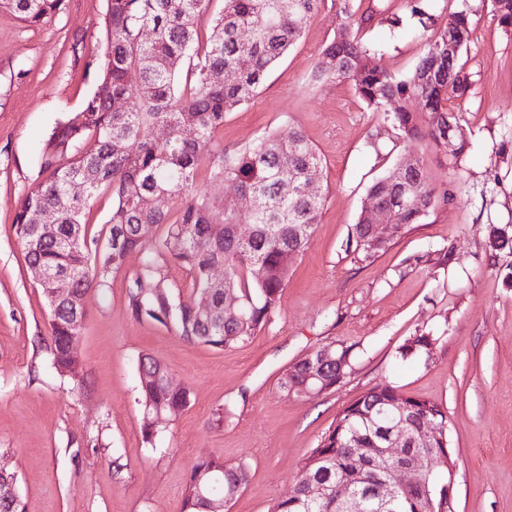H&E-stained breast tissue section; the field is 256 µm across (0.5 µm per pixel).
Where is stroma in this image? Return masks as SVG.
I'll return each mask as SVG.
<instances>
[{
	"instance_id": "35a3bbf8",
	"label": "stroma",
	"mask_w": 512,
	"mask_h": 512,
	"mask_svg": "<svg viewBox=\"0 0 512 512\" xmlns=\"http://www.w3.org/2000/svg\"><path fill=\"white\" fill-rule=\"evenodd\" d=\"M105 0H66L63 13L30 28L0 10V456L17 477L25 512H181L191 468L218 456L247 462L250 480L228 512H270L288 497L301 460L339 413L390 384L448 412L455 449V512H512V255L492 256L493 226L512 225V30L490 0H433L436 22L470 12L473 37L460 62L470 98L450 100L466 150L453 157L426 137L399 143L383 113L349 81L314 86L324 47L349 21L323 0L250 104L225 113L226 150L265 133L300 129L323 164L327 200L295 260L270 322L218 350L128 310L130 254L105 293L85 297L76 349L83 381L50 366L42 290L26 267L14 219L41 177L40 152L68 112L93 92L102 62ZM374 8L359 31L381 66L408 74L426 50L406 0H356ZM416 157L446 204L368 262L349 244L374 181ZM450 251L448 264L414 256ZM428 333V358L401 346ZM354 348V371L334 389L286 395L284 371L322 345ZM165 364L188 406L143 437L138 391L143 356Z\"/></svg>"
}]
</instances>
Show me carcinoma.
I'll return each instance as SVG.
<instances>
[{
	"label": "carcinoma",
	"instance_id": "cac0c4a2",
	"mask_svg": "<svg viewBox=\"0 0 512 512\" xmlns=\"http://www.w3.org/2000/svg\"><path fill=\"white\" fill-rule=\"evenodd\" d=\"M322 0H224L223 11L212 20L211 32L201 40L198 20L210 0H106L105 47L98 83L83 105L67 113L40 153L46 177L29 187L15 218V233L25 263L39 264L62 276L58 288H71L78 298L91 289L110 287L112 275L121 271L125 251L146 253L142 269L128 289V309L137 320H152L172 327L184 338L218 350L248 340L271 320L296 257L305 249L326 201L323 185L316 194L305 192L312 175L322 177V162L303 132L295 129L283 139L267 133L236 152L224 150L220 132L224 113L253 100L269 70L300 37L304 25ZM411 15L423 30L434 25L431 0H407ZM18 21L37 27L63 11L65 0H0ZM492 11L506 28L512 27V0H492ZM247 30L248 39L240 32ZM469 14L456 11L432 32L414 70L397 77L376 60V50L351 31L332 40L316 66L318 83L352 80L367 106L376 112L414 98L434 114L428 138L445 152L457 156L465 141L456 133V117L448 109L451 98L464 100L471 93L469 76L459 65V55L448 54V41L471 42ZM231 71V83L216 84L211 76ZM136 79L138 98L127 97V84ZM393 136L407 142L420 137L415 113L400 107L390 116ZM192 130L195 135L188 136ZM213 180H231L238 195L252 199L243 208L222 198L209 197L196 184L200 172ZM404 174L419 183L417 197L396 202L389 179ZM81 187L80 193L72 190ZM112 191V217L105 236H88L83 221L97 192ZM162 194L175 199L174 211L155 208L151 200ZM368 195L396 207V236L419 223L440 204L424 168L398 162L385 177L374 182ZM54 213L60 226L58 240L38 242L30 225L42 211ZM242 224L250 232H239ZM223 226L216 235L213 227ZM162 229L159 239L151 231ZM121 235L123 248L110 244ZM492 257L512 254V227L490 230ZM354 252L363 262L380 249L368 244V231L358 219L351 231ZM186 268L192 283L189 296L175 297L166 284L164 264ZM224 265V287H209V272ZM262 277L253 276L254 269ZM211 296L212 312L199 314L196 305ZM53 343L51 366L73 379L83 372V362L70 352L68 339L81 335L72 327L68 307L49 313ZM438 338L413 336L401 356L420 357L433 350ZM354 347L319 346L307 354L346 360L353 370ZM165 366L145 356L139 362V392L143 409L151 414L184 409L189 392L171 391L164 383ZM280 386L288 395L306 396L322 387L308 379L305 362L288 367ZM397 389L374 387L345 407L317 447L302 459L296 475V495L277 500L271 512H336L328 500H312L306 485L318 480L327 487L338 480H358L368 490L374 475L357 473L348 448L354 438L369 457L385 447L382 427L394 406ZM407 427L414 431L422 421H433L441 431L431 449L418 458L425 475L421 485L404 491L389 503L369 512H416L418 505H433L434 512L448 508V454L454 448L448 434V412L435 401L402 397ZM247 463L226 464L221 458L199 461L185 485L182 512H216L233 501L249 480Z\"/></svg>",
	"mask_w": 512,
	"mask_h": 512
}]
</instances>
